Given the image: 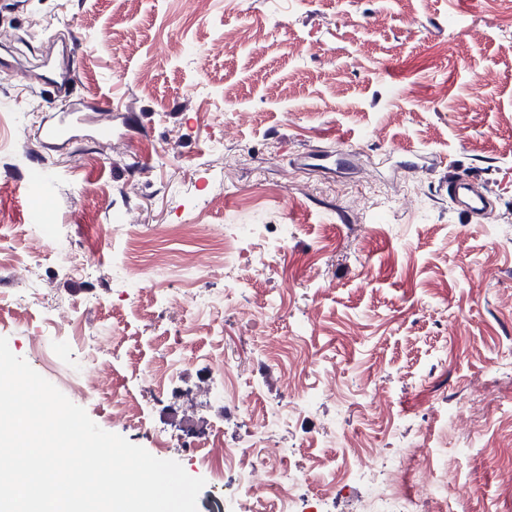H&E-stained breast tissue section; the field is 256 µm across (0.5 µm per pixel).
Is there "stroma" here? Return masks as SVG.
I'll use <instances>...</instances> for the list:
<instances>
[{
  "label": "stroma",
  "instance_id": "stroma-1",
  "mask_svg": "<svg viewBox=\"0 0 512 512\" xmlns=\"http://www.w3.org/2000/svg\"><path fill=\"white\" fill-rule=\"evenodd\" d=\"M244 27L261 41L233 40ZM63 33L77 80L61 96L41 63ZM0 36V252L38 263L40 288L73 307L68 320L19 311L29 285L0 268L14 354L102 429L204 478L197 512H250L196 446L251 434L253 415L285 401L292 368L306 412L277 448L311 461L298 493L313 512H354L371 491L320 500L343 458L332 432L375 437L387 456L429 449L411 489L451 481L449 512H512V377L498 369L512 350V0H205L195 13L188 0H0ZM102 98L110 137L38 146L35 117ZM340 138L355 168L305 167ZM410 148L427 169L406 166ZM238 151L255 161L227 165ZM452 174L487 189L488 220L452 206ZM405 180L416 192L394 195ZM189 219L238 237L240 287L159 320L200 249L171 232ZM48 220L98 272L72 275L33 238ZM268 298L277 310L261 309ZM91 348L110 375L87 394L57 370L91 381ZM219 357L239 366L242 402L225 403L210 375ZM172 362L177 377L159 383L151 368ZM118 393L139 402V421H113Z\"/></svg>",
  "mask_w": 512,
  "mask_h": 512
}]
</instances>
